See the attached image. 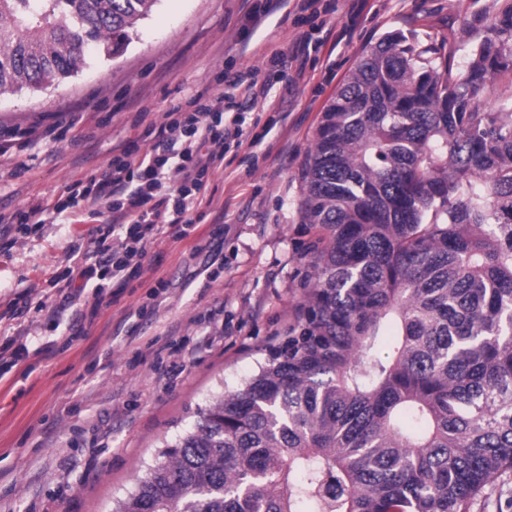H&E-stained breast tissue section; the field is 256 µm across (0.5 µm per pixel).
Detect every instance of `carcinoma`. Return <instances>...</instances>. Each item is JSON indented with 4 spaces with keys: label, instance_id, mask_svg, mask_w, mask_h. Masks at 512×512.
<instances>
[{
    "label": "carcinoma",
    "instance_id": "carcinoma-1",
    "mask_svg": "<svg viewBox=\"0 0 512 512\" xmlns=\"http://www.w3.org/2000/svg\"><path fill=\"white\" fill-rule=\"evenodd\" d=\"M158 0H0V96L124 55ZM465 71L400 30L324 108L296 323L114 512H471L512 473V0ZM504 85L499 82L485 87L477 96L476 103L479 108L486 112H496L499 109L501 100L503 99L502 92Z\"/></svg>",
    "mask_w": 512,
    "mask_h": 512
}]
</instances>
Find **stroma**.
Returning <instances> with one entry per match:
<instances>
[{
	"instance_id": "stroma-1",
	"label": "stroma",
	"mask_w": 512,
	"mask_h": 512,
	"mask_svg": "<svg viewBox=\"0 0 512 512\" xmlns=\"http://www.w3.org/2000/svg\"><path fill=\"white\" fill-rule=\"evenodd\" d=\"M264 0H157L116 60L90 54L51 87L0 96V214L50 204L98 173L113 147L143 154L163 115L198 92L219 96L223 69L270 73L274 53L308 43L302 76L280 79L245 111L269 127L209 177L212 206L188 235L150 245L140 275L69 303L74 252L92 253L107 203L30 225L0 226V343L38 354L0 368V512H114L159 449L200 409L243 387L295 319L316 238L302 224L299 171L320 114L363 51L400 30L444 45L454 71L502 0H318L295 25L287 7L257 28ZM88 313L74 325V311Z\"/></svg>"
}]
</instances>
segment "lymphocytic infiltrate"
Returning a JSON list of instances; mask_svg holds the SVG:
<instances>
[{
  "label": "lymphocytic infiltrate",
  "instance_id": "lymphocytic-infiltrate-1",
  "mask_svg": "<svg viewBox=\"0 0 512 512\" xmlns=\"http://www.w3.org/2000/svg\"><path fill=\"white\" fill-rule=\"evenodd\" d=\"M249 136L241 115L225 122L223 97L197 94L187 107L167 113L156 143L141 157L132 158L124 147L113 149L109 162L86 185H71L53 205L18 210L8 221L22 227L44 224L85 201L108 202L112 222L99 231L93 263H75L69 276L78 294L97 278L124 285L133 275V259L145 255L167 229L185 236L205 203L200 195L205 178ZM172 175L177 178L173 187L167 183Z\"/></svg>",
  "mask_w": 512,
  "mask_h": 512
}]
</instances>
